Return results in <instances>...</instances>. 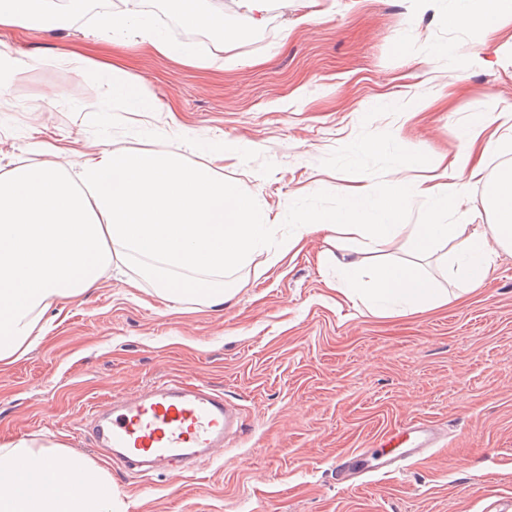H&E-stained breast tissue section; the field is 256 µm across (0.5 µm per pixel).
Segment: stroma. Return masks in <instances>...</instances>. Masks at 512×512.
Here are the masks:
<instances>
[{
	"instance_id": "obj_1",
	"label": "stroma",
	"mask_w": 512,
	"mask_h": 512,
	"mask_svg": "<svg viewBox=\"0 0 512 512\" xmlns=\"http://www.w3.org/2000/svg\"><path fill=\"white\" fill-rule=\"evenodd\" d=\"M148 17L198 56L211 42L168 24L167 0ZM458 0L415 12L407 0H282L253 24L225 12L237 37L222 58L191 66L128 38L113 42L93 19L0 32L5 48L37 58L62 51L117 64L142 77L163 109L127 112L95 76L38 67L0 105V158L35 159L37 144L84 153L180 146L192 162L224 152L225 178L260 199L271 229L238 291L221 307L181 311L113 274L45 315V340L0 369V438H57L98 461L129 512H490L512 499V254L500 251L484 288L446 307L378 318L328 287L323 236L279 263L272 252L296 224L343 205L342 186L390 189L403 165L435 175L480 112L512 109V65L494 49L512 36L452 27ZM328 18H321V11ZM489 156L472 199L452 224H486L484 183L512 165V132ZM372 140L384 141L377 153ZM160 380L222 391L243 432L216 462L171 477L128 471L84 432L91 404L105 405ZM432 426L436 447L384 470L397 455L383 436ZM361 453L359 487L338 477Z\"/></svg>"
}]
</instances>
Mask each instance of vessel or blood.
<instances>
[{
  "instance_id": "b4317fda",
  "label": "vessel or blood",
  "mask_w": 512,
  "mask_h": 512,
  "mask_svg": "<svg viewBox=\"0 0 512 512\" xmlns=\"http://www.w3.org/2000/svg\"><path fill=\"white\" fill-rule=\"evenodd\" d=\"M239 412L222 392L166 382L128 394L106 410L95 409L90 440L113 458L147 474L185 471L223 457Z\"/></svg>"
}]
</instances>
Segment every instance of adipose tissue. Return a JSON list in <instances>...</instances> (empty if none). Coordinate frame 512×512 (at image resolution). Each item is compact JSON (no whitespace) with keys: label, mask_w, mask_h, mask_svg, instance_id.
Masks as SVG:
<instances>
[{"label":"adipose tissue","mask_w":512,"mask_h":512,"mask_svg":"<svg viewBox=\"0 0 512 512\" xmlns=\"http://www.w3.org/2000/svg\"><path fill=\"white\" fill-rule=\"evenodd\" d=\"M61 0H0V31L25 32L54 20ZM56 64L89 71L131 112L158 111L139 76L89 58L61 54ZM477 115L467 148L440 155L452 181L402 180L387 191L361 184L343 190L339 213H314L274 253L280 262L306 236L324 234L343 297L377 316L439 307L447 288L422 265L440 244H453L450 268L468 289L486 282L497 250L512 252V166L485 184L487 224H447L462 204L457 178L477 177L492 151ZM35 163L0 166V364L22 358L45 336L41 319L98 287L112 271L132 266L128 285L149 283L165 302L224 305L236 294L226 271L242 266L265 239L256 199L226 180L217 166L196 164L165 147L99 149L67 169L59 149L42 146ZM428 202L419 224L404 221L411 198ZM404 241L409 259L392 250ZM107 470L89 456L49 439L0 440V512H129Z\"/></svg>","instance_id":"1"}]
</instances>
